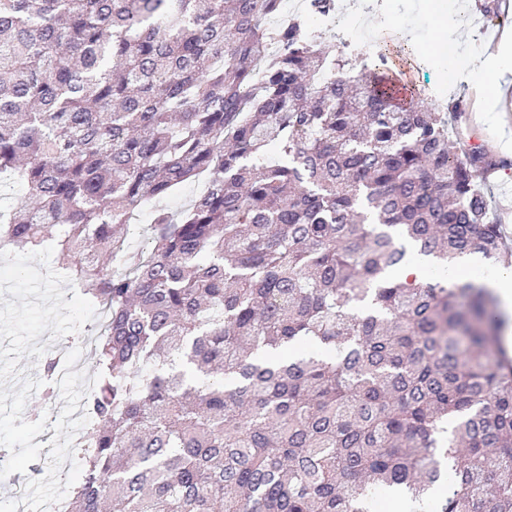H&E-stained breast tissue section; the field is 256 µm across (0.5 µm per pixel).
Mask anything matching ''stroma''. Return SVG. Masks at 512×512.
Segmentation results:
<instances>
[{
	"label": "stroma",
	"mask_w": 512,
	"mask_h": 512,
	"mask_svg": "<svg viewBox=\"0 0 512 512\" xmlns=\"http://www.w3.org/2000/svg\"><path fill=\"white\" fill-rule=\"evenodd\" d=\"M369 5L383 19L381 27L374 32L381 47L398 44L409 55L407 63L396 69V76L422 98L433 99L441 94L451 101L462 100L466 105L465 116L450 126L454 140L460 147H478L496 159H504L506 150H512V111L501 109L497 121L478 123L479 91L461 77L455 83H448L441 70L420 56L418 42L430 38L439 40L444 36L443 31H428L417 22L420 0H369ZM477 183L487 196L490 211L498 220L505 240L512 244V165L503 172L479 177ZM37 343L63 356H75V373L68 385L57 387L51 403H43L40 392L32 393L29 406L49 415L50 420L44 432L36 437L42 445L38 460L28 465L26 474L15 473L6 478L10 490L0 493V512H49V503L67 494L82 474L80 458L69 450L76 432L66 420L71 414V405L87 397L95 379V365L87 350L70 348L68 337L53 340L44 333Z\"/></svg>",
	"instance_id": "obj_1"
}]
</instances>
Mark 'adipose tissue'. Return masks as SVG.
<instances>
[{"label": "adipose tissue", "instance_id": "ef3b65f1", "mask_svg": "<svg viewBox=\"0 0 512 512\" xmlns=\"http://www.w3.org/2000/svg\"><path fill=\"white\" fill-rule=\"evenodd\" d=\"M424 51L439 69L451 74L467 72L470 79L483 84L490 93L512 74V36L507 34L496 52L485 57L457 38L425 46Z\"/></svg>", "mask_w": 512, "mask_h": 512}]
</instances>
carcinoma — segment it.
<instances>
[{
	"label": "carcinoma",
	"instance_id": "obj_1",
	"mask_svg": "<svg viewBox=\"0 0 512 512\" xmlns=\"http://www.w3.org/2000/svg\"><path fill=\"white\" fill-rule=\"evenodd\" d=\"M282 0H0V251L59 227L104 310L67 512H512V266L448 110ZM275 50H267V47ZM202 190L177 213L159 205ZM155 203L150 246L134 211ZM435 275L397 281L413 258ZM60 356L43 361L44 396ZM128 239L133 248H146L147 246V228L150 223L149 212L147 209L137 213L132 220ZM481 282L491 288L498 295L502 306L510 312L512 310V271L500 272L491 277L481 279Z\"/></svg>",
	"mask_w": 512,
	"mask_h": 512
}]
</instances>
